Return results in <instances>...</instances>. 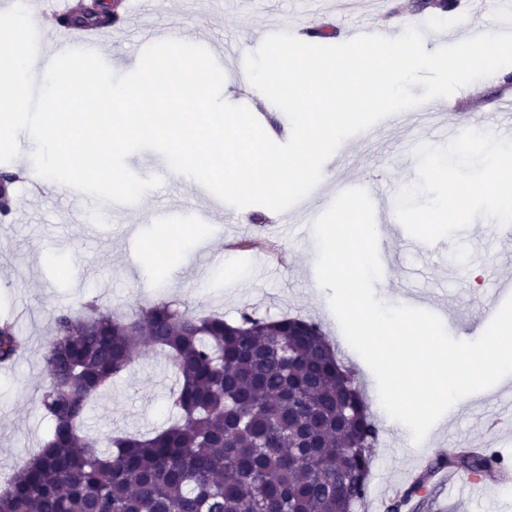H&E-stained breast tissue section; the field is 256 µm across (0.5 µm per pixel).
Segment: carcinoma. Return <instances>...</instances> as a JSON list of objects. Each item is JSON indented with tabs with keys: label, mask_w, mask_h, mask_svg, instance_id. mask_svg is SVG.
I'll return each instance as SVG.
<instances>
[{
	"label": "carcinoma",
	"mask_w": 512,
	"mask_h": 512,
	"mask_svg": "<svg viewBox=\"0 0 512 512\" xmlns=\"http://www.w3.org/2000/svg\"><path fill=\"white\" fill-rule=\"evenodd\" d=\"M114 20L93 0L73 28ZM16 175L0 172V213ZM25 348L0 318V364ZM173 360L179 418L108 446L83 432L97 396L142 354ZM49 439L0 491V512H336L362 502L378 435L355 372L321 326L298 317L229 322L160 300L131 318L96 301L60 311L43 353ZM480 473L499 461L459 452Z\"/></svg>",
	"instance_id": "obj_1"
}]
</instances>
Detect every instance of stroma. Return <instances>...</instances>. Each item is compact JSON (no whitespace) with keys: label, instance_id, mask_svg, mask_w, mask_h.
<instances>
[{"label":"stroma","instance_id":"stroma-1","mask_svg":"<svg viewBox=\"0 0 512 512\" xmlns=\"http://www.w3.org/2000/svg\"><path fill=\"white\" fill-rule=\"evenodd\" d=\"M334 0H224L223 10L210 8L207 0H149L143 14L126 18L110 29L99 53L118 74L132 71L144 48L137 28L151 27L158 39L171 35L197 42L211 30L218 41H230L254 49L268 25L284 28L329 22L337 42L348 39L354 27L394 28L423 25L433 33V47L456 43L464 34L490 31L501 18L492 0L478 18L460 9L448 13L416 11L411 0H361L360 7L341 12ZM499 83L480 79L476 88L459 89L454 95L430 100L429 115L418 109L402 111L398 121L376 138L352 136L345 140L323 167V180L307 196L308 206L275 213L262 206L242 210L222 205L210 224H191L190 212L203 204L197 189L174 177L151 189L136 210L124 212L98 225L92 237L70 221L69 198L49 192L42 204L25 208L17 222L0 223V317L17 318L28 350L10 367H0V486L40 448L50 431L41 400L48 385L42 361L50 339L53 318L62 308L80 309L85 299L118 316H129L147 303L167 300L200 315L219 314L233 321L242 313L276 318L284 315L315 321L335 345L339 357L357 372L359 385L375 413L379 435L373 449L370 486L378 496L372 505L386 512L390 482L410 469L414 459L401 434L376 413L377 381L360 355L346 341L330 309L328 291L313 274L316 244L312 221L336 197L339 181L373 184L382 207L393 215L381 224V239L388 248L393 268V289H406L407 300L439 304L458 324L461 340H475L473 322L492 296L500 280H512V234L492 231L480 221L492 204L490 193L472 194L466 209L453 222L429 220L428 211L444 199V183L432 176L437 157H447L457 176L475 184L483 179L476 165L478 154L498 145H512V136L496 132L504 118L502 104L512 99V66L499 70ZM226 101L263 112L264 130L280 141V128L289 127L285 114L269 100H256L251 90L226 76L222 91ZM463 103L470 125L460 127L464 153H449L438 140L448 125L450 106ZM167 211L172 227L181 229L182 264L170 271L164 256L154 254L150 241L163 233L153 215ZM262 223H252V215ZM258 236L279 243V256H266L264 264L242 253L225 264L224 238ZM496 263L482 268L486 256ZM480 276H473V269ZM175 384L172 361L158 350H146L116 378L98 399L87 422L88 432L100 441L112 434L147 432L171 415L170 390ZM488 391L474 394V407L461 416L444 414L426 435L423 444L429 459L452 448H487L512 465V424L499 421ZM422 512H512V481L471 497L446 491L429 493Z\"/></svg>","mask_w":512,"mask_h":512}]
</instances>
